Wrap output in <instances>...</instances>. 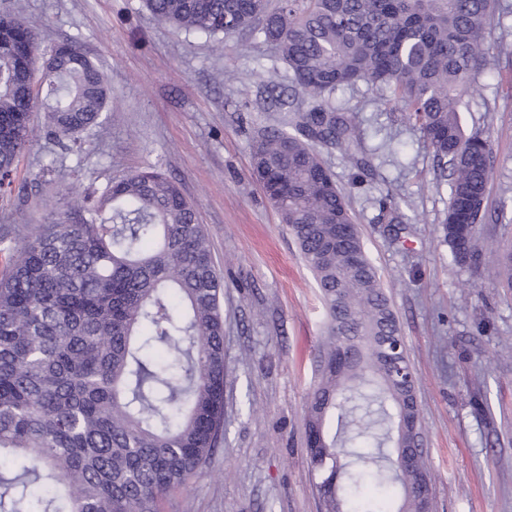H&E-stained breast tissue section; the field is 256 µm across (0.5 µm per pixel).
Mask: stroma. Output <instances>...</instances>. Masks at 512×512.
Masks as SVG:
<instances>
[{"label": "stroma", "mask_w": 512, "mask_h": 512, "mask_svg": "<svg viewBox=\"0 0 512 512\" xmlns=\"http://www.w3.org/2000/svg\"><path fill=\"white\" fill-rule=\"evenodd\" d=\"M40 35L41 52L80 37L107 75L112 104L81 151L44 136L15 163L0 227L62 215L76 187H98L151 166L179 183L207 229L224 274V442L162 512H322L306 445V403L317 377L326 313L316 281L277 210L251 176L250 139L279 123L267 94L284 86L274 47L244 31L224 44L155 21L141 0H0ZM499 19L461 112L465 131L491 136L486 206L512 210V0ZM360 83L337 90L354 117L372 173L321 156L348 196L365 252L397 315L415 372L435 512H512V289L452 264L439 238L448 186L434 153L402 111ZM57 171L39 172L49 159ZM390 196L408 223L379 220Z\"/></svg>", "instance_id": "35a3bbf8"}]
</instances>
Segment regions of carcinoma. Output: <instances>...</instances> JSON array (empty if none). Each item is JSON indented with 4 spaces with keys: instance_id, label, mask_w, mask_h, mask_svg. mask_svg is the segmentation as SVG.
<instances>
[{
    "instance_id": "cac0c4a2",
    "label": "carcinoma",
    "mask_w": 512,
    "mask_h": 512,
    "mask_svg": "<svg viewBox=\"0 0 512 512\" xmlns=\"http://www.w3.org/2000/svg\"><path fill=\"white\" fill-rule=\"evenodd\" d=\"M156 20L224 43L259 33L308 101L283 95L287 131L259 129L252 175L281 213L312 270L326 309L318 381L307 402V448L324 512H391L371 485H396V512H421L412 492L433 484L427 456L413 469L394 449L408 406L380 355L398 318L368 258L347 197L319 147L368 168L356 122L338 112L336 90L359 82L388 93L449 181L442 238L455 266L487 271L512 288V248L481 245L488 220L491 144L465 133L463 96L486 62L485 37L498 0H142ZM37 33L0 15V188L33 143L32 71ZM45 136L63 150L103 122L108 78L74 39L44 62ZM0 274V512H159V502L212 456L224 438V277L208 232L178 183L155 168L77 193L64 216L18 237ZM370 469L341 466L343 448Z\"/></svg>"
}]
</instances>
